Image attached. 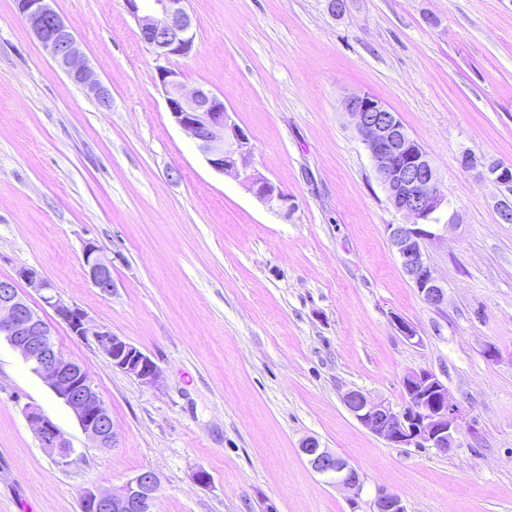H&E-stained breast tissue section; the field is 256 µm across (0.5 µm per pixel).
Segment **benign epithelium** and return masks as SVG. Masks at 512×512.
<instances>
[{
    "label": "benign epithelium",
    "instance_id": "1",
    "mask_svg": "<svg viewBox=\"0 0 512 512\" xmlns=\"http://www.w3.org/2000/svg\"><path fill=\"white\" fill-rule=\"evenodd\" d=\"M52 0H15L20 17L33 36L49 52L69 80L87 89L102 110L112 107L107 86L96 79L81 59L72 28L53 10ZM187 0H123L126 11L138 25L142 41L154 52L157 77L174 122L195 143L207 164L232 178L271 209L286 213L295 209L292 196L251 166L252 145L248 135L224 106V97L210 89H188L182 73L165 65L173 57L191 53L195 42ZM344 111L351 118L366 151L375 177L389 204L408 219L405 224L387 225L388 238L407 278L428 305L441 307L445 288L435 275L426 255V244L442 237L448 227L459 223V214L450 211L448 195L441 189L437 169L428 161L423 147L405 130L395 112L372 95L360 92L345 99ZM460 166L493 185L498 193L499 222L512 224V166L479 163L471 153L461 152ZM448 213V222L432 223V217ZM87 276L102 293L112 294V261L101 247L87 242L83 249ZM37 292L42 302L79 338L93 336L98 349L112 366L148 386L162 378L158 365L140 348L105 328L91 329L87 315L62 299L53 283L40 270L19 267L15 275L0 280V336L34 364L53 392L76 417L83 433L99 448H110L116 439L112 416L82 366L62 356L50 322L32 308L19 289L20 283ZM408 398L401 412L383 400L357 389L343 395L349 413L372 434L385 442L415 448L455 447L464 421L462 404L449 396L436 374L427 369L411 370L402 380ZM42 447L65 460L69 442L47 417L25 409ZM301 452L311 468L330 478L331 483L349 491L356 499L363 490L359 472L315 438L305 440ZM160 483L157 474L143 470L117 491L88 493L90 512H150ZM375 512H407L401 498L380 493Z\"/></svg>",
    "mask_w": 512,
    "mask_h": 512
}]
</instances>
